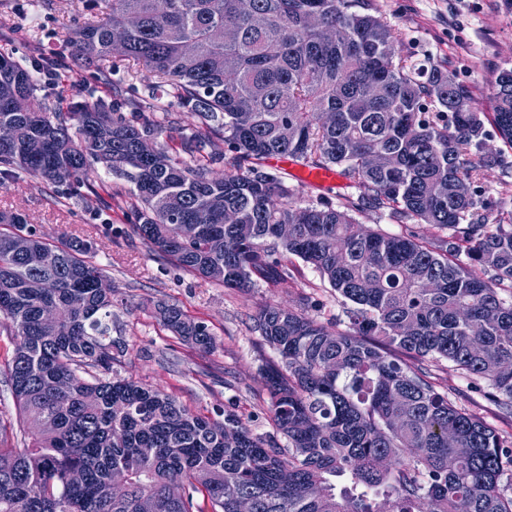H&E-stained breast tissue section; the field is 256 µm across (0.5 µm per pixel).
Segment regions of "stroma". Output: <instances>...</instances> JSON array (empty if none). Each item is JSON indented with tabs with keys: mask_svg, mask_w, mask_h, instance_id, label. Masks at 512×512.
<instances>
[{
	"mask_svg": "<svg viewBox=\"0 0 512 512\" xmlns=\"http://www.w3.org/2000/svg\"><path fill=\"white\" fill-rule=\"evenodd\" d=\"M16 9L0 7V47L15 58L34 54L59 55L56 74L38 80V96L75 94L92 81L91 67L66 49L69 33L89 20L105 17L104 7L87 8L86 0H19ZM371 7L399 32L398 54L415 63L453 70L482 109H489L494 71L512 67V0H369ZM95 82V81H92ZM152 75L138 62L121 63L108 80L95 82L97 94L111 99L153 103L163 130L162 141L178 146L184 130L196 122L192 112L171 102L163 90L152 89ZM116 196L111 209H102L100 183L77 187L75 195L36 180L0 177V211L26 215L38 233L59 243L70 239L94 241L96 264L104 268L115 290L112 308V371L119 377L163 391L192 413L207 417L233 413L248 421L253 432L273 431L262 372L279 359L262 340L255 317L268 304L297 306L311 296V313L324 323L342 318L336 295L319 274L294 260L288 283L256 281L244 290H231L194 277L169 260L152 255L134 233L137 201L125 180L109 177ZM166 300L192 319L204 322L218 346L210 353L193 350L164 328L154 303ZM16 339L0 326V426L16 449L25 446L18 430L17 410L6 367ZM437 381L449 387L461 405L500 431L512 430V412L492 401L484 385L463 378L447 362L430 363Z\"/></svg>",
	"mask_w": 512,
	"mask_h": 512,
	"instance_id": "35a3bbf8",
	"label": "stroma"
}]
</instances>
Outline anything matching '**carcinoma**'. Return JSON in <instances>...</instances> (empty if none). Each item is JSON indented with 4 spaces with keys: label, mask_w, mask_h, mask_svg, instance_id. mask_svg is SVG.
<instances>
[{
    "label": "carcinoma",
    "mask_w": 512,
    "mask_h": 512,
    "mask_svg": "<svg viewBox=\"0 0 512 512\" xmlns=\"http://www.w3.org/2000/svg\"><path fill=\"white\" fill-rule=\"evenodd\" d=\"M107 3L108 20L76 28L69 47L90 65L143 63L197 124L173 152L138 104L127 117L84 87L65 112L3 51L0 126L14 135L0 141V175L70 187L100 165L130 184L152 254L230 289L284 282L296 257L348 325L310 316L308 296L260 311L256 328L280 357L263 381L283 448L236 415H195L132 380L87 376L113 360L94 244H52L0 212V314L16 337L7 378L28 439L18 452L0 427V512H512V438L426 368L446 360L512 410V301L498 292L512 288V211L478 194L486 171L512 167L486 150L484 122L512 148V68L494 74L488 117L452 72L398 55L395 28L362 0ZM32 139L43 156L27 155ZM218 142L231 160L215 177ZM273 156L336 171L362 206L348 193L301 204L288 173L267 170ZM365 210L435 233L383 234L353 216ZM156 316L190 348L216 347L179 306L160 301Z\"/></svg>",
    "instance_id": "carcinoma-1"
}]
</instances>
